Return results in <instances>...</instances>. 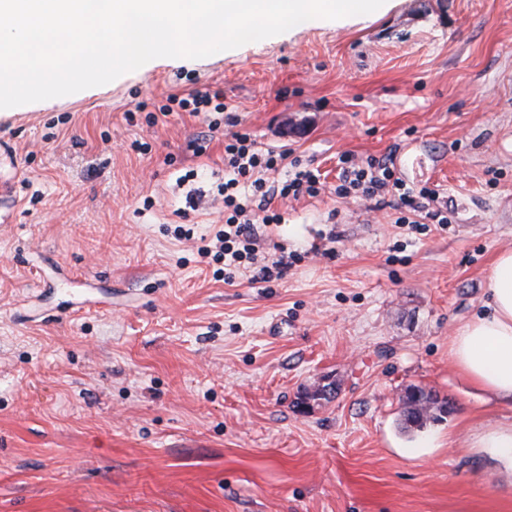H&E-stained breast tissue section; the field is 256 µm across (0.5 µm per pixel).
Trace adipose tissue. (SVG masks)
<instances>
[{"label": "adipose tissue", "mask_w": 512, "mask_h": 512, "mask_svg": "<svg viewBox=\"0 0 512 512\" xmlns=\"http://www.w3.org/2000/svg\"><path fill=\"white\" fill-rule=\"evenodd\" d=\"M486 292V311L459 329L450 357L489 394L512 400V249L497 254Z\"/></svg>", "instance_id": "ef3b65f1"}]
</instances>
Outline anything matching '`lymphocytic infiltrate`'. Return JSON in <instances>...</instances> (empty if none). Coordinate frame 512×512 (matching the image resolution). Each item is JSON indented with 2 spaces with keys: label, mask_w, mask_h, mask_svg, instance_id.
Instances as JSON below:
<instances>
[{
  "label": "lymphocytic infiltrate",
  "mask_w": 512,
  "mask_h": 512,
  "mask_svg": "<svg viewBox=\"0 0 512 512\" xmlns=\"http://www.w3.org/2000/svg\"><path fill=\"white\" fill-rule=\"evenodd\" d=\"M339 162L337 195H354L379 204L388 201L413 215L427 212L438 223H447V216L429 209L435 192L408 188L396 177L391 160L370 158L359 164L345 154ZM321 190L319 174L294 158L291 148L264 149L249 133H231L224 139V181L217 187L224 198V225L198 246V255L218 262L219 275L228 280L245 266L256 282L281 276L283 260L265 256L262 247L263 226L281 221L270 206L277 198L315 197Z\"/></svg>",
  "instance_id": "obj_1"
}]
</instances>
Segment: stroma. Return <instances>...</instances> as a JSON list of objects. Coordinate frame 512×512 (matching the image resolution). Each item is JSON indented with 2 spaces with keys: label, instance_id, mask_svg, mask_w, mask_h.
<instances>
[{
  "label": "stroma",
  "instance_id": "1",
  "mask_svg": "<svg viewBox=\"0 0 512 512\" xmlns=\"http://www.w3.org/2000/svg\"><path fill=\"white\" fill-rule=\"evenodd\" d=\"M215 89L226 113L160 112ZM234 129L325 185L275 201L264 233L296 261L269 283L214 279L172 236L223 224ZM345 153L392 158L447 223L337 197ZM509 247L512 0H386L17 107L0 117V512H512V466L472 445L512 402L449 355ZM411 384L448 401L414 431Z\"/></svg>",
  "mask_w": 512,
  "mask_h": 512
}]
</instances>
